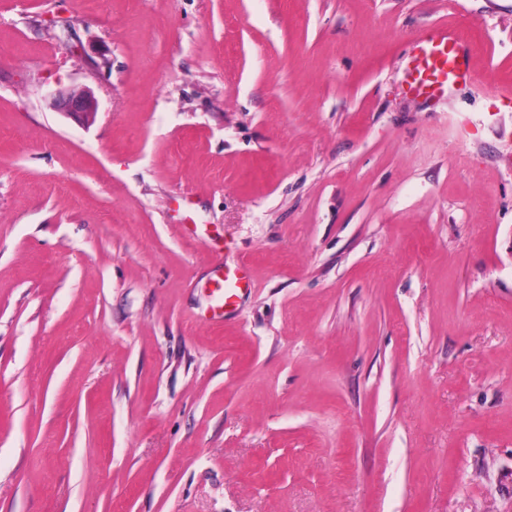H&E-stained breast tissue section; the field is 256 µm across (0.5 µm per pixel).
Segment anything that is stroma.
<instances>
[{"mask_svg": "<svg viewBox=\"0 0 512 512\" xmlns=\"http://www.w3.org/2000/svg\"><path fill=\"white\" fill-rule=\"evenodd\" d=\"M506 88L512 0H0V512H512ZM469 40L453 27L440 28L415 46L414 71L409 92L434 98L448 91V84L472 82L475 72L469 65ZM52 108L64 115L79 117L96 112L97 103L90 90L62 91L55 89L48 93ZM216 308L213 315L220 316L221 313L233 308L241 294L250 286V275L248 265L243 262L234 268L224 269V273L218 276L216 281Z\"/></svg>", "mask_w": 512, "mask_h": 512, "instance_id": "1", "label": "stroma"}]
</instances>
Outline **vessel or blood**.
<instances>
[{
  "label": "vessel or blood",
  "instance_id": "vessel-or-blood-1",
  "mask_svg": "<svg viewBox=\"0 0 512 512\" xmlns=\"http://www.w3.org/2000/svg\"><path fill=\"white\" fill-rule=\"evenodd\" d=\"M469 40L453 27L436 30L415 46V77L409 91L416 96L434 98L444 94L449 84L471 82L476 78L469 65ZM250 286L247 264L225 269L216 282V308L225 312L233 308Z\"/></svg>",
  "mask_w": 512,
  "mask_h": 512
}]
</instances>
